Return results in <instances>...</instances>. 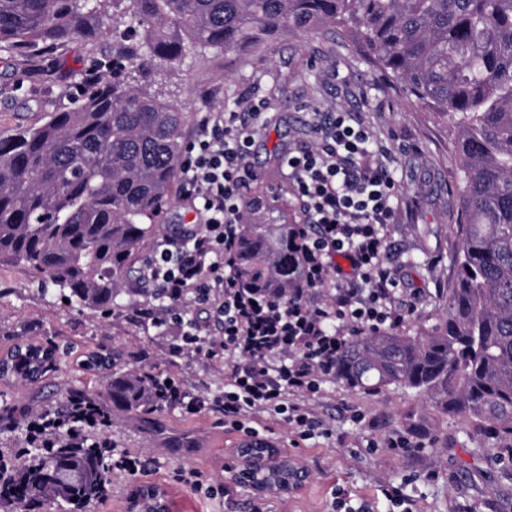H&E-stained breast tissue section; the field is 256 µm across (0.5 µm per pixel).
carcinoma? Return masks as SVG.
<instances>
[{"label":"carcinoma","instance_id":"cac0c4a2","mask_svg":"<svg viewBox=\"0 0 512 512\" xmlns=\"http://www.w3.org/2000/svg\"><path fill=\"white\" fill-rule=\"evenodd\" d=\"M126 4L128 24L109 14ZM355 33L409 95L451 117L464 182L459 275L443 322L415 339L359 336L336 361L352 388L399 385L512 439V0H0V51L47 79L75 36L112 32L110 71L82 83L81 105L0 136V263L33 268L71 303L116 305L133 251L173 200L185 113L131 86L134 71L189 53L260 45L279 29ZM238 281L286 296L299 286L295 224H247ZM0 360V378L49 372L55 352ZM108 396L149 406L137 376ZM103 451L42 453L9 493L88 506L103 492Z\"/></svg>","mask_w":512,"mask_h":512}]
</instances>
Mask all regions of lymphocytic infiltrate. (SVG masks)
<instances>
[{
    "label": "lymphocytic infiltrate",
    "mask_w": 512,
    "mask_h": 512,
    "mask_svg": "<svg viewBox=\"0 0 512 512\" xmlns=\"http://www.w3.org/2000/svg\"><path fill=\"white\" fill-rule=\"evenodd\" d=\"M265 110L260 101L200 118L179 166L182 195L200 220L163 236L141 268L156 296L141 311L144 325L174 336L173 355L223 361L224 393L213 400L151 372L141 378L153 385L157 406L189 416L217 410L249 437L257 414L284 416L296 448L325 431L307 400L335 377L337 357L358 336L402 327L413 307L386 261L396 181L384 149L344 111L321 115L315 142L282 157L283 182L305 216L300 287L284 298L239 288V237L263 205L245 194L253 178L245 160ZM22 419L28 447L44 449L105 447L100 433L112 423L105 407L80 395L65 409Z\"/></svg>",
    "instance_id": "lymphocytic-infiltrate-1"
}]
</instances>
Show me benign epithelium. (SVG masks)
Here are the masks:
<instances>
[{
    "label": "benign epithelium",
    "instance_id": "1",
    "mask_svg": "<svg viewBox=\"0 0 512 512\" xmlns=\"http://www.w3.org/2000/svg\"><path fill=\"white\" fill-rule=\"evenodd\" d=\"M235 476L245 486L258 493L286 495L306 482L305 474L297 471L268 445L241 448L237 452ZM157 512H174V501L170 492L162 487L152 490Z\"/></svg>",
    "mask_w": 512,
    "mask_h": 512
}]
</instances>
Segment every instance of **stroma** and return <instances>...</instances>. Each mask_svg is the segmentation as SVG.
Listing matches in <instances>:
<instances>
[{
	"mask_svg": "<svg viewBox=\"0 0 512 512\" xmlns=\"http://www.w3.org/2000/svg\"><path fill=\"white\" fill-rule=\"evenodd\" d=\"M110 45L105 36L73 39L58 74L46 82L23 84L15 75L20 61L0 52V134L16 133L44 113L73 109L77 83ZM137 85L185 112L187 144L196 137L202 113L241 112L250 99L268 103L275 119L258 128L247 157L258 175L250 193L269 202L259 217L264 224L303 221L299 201L280 189L281 150L309 144L318 113H355L388 148V164L399 186L398 222L390 227L387 260L414 305L399 332L427 335L445 314L457 277L462 208L453 124L407 100L400 81L378 68L350 32L334 27L317 34L282 30L258 48L186 56L139 77ZM195 218L190 202L175 198L154 236L132 255V271L121 283L118 303L107 312L64 302L31 268L0 265V356L14 344L15 334L26 329L35 333L37 343L50 341L60 349L56 370L38 381L0 379V406L8 405L11 412L0 419V453L14 452L21 438L15 420L22 412L60 410L80 393L108 407L112 425L105 438L146 462L142 473L113 477L106 495L87 512H129L132 492L150 485L172 492L175 512H253L261 499L248 488H235L224 470L225 462L235 459L242 435L225 429L220 414L188 417L174 406L133 411L112 405L108 397L113 373L142 370L172 377L190 394L215 398L224 393L223 362L192 355L170 359L171 336L145 329L135 318L136 308L152 297L139 270L156 238ZM112 348L121 354L115 369L92 374L80 368L82 356ZM314 405L333 435L314 436L297 449L289 445L292 434L286 422L270 416L251 421L281 455L298 457L308 473L295 492L273 496V512H329L339 488L353 501L369 503L373 512H399L379 492L390 479L404 482L413 512H512V467L498 462L504 442L489 435L487 427L398 386L374 391L332 379L323 383ZM414 431L425 435V447L399 454L386 448L359 453L369 438ZM180 469L201 471L203 488L177 481L174 474Z\"/></svg>",
	"mask_w": 512,
	"mask_h": 512,
	"instance_id": "stroma-1",
	"label": "stroma"
}]
</instances>
